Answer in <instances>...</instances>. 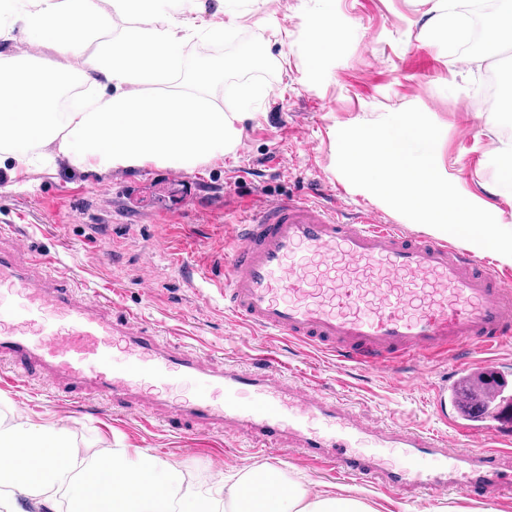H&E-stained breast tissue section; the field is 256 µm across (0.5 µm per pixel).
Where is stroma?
<instances>
[{"mask_svg":"<svg viewBox=\"0 0 512 512\" xmlns=\"http://www.w3.org/2000/svg\"><path fill=\"white\" fill-rule=\"evenodd\" d=\"M233 24L220 43L196 40L183 53L182 71L220 60L224 73L214 93L225 108L241 102L245 88L262 89L241 125L235 150L195 171L154 166L134 173L79 172L57 159L18 173L21 187L0 193V226L14 227L21 245L54 258L60 269L88 282L161 335L177 334L186 345L209 350L216 365L251 368L272 353L291 382H316L328 399L350 408L366 423H407L448 436L433 414L430 390L447 378L448 363L430 361L396 371L351 368L309 347L256 331L225 312L222 302L196 295L183 283L175 256L191 253L213 264L232 242L235 227L225 214L254 211L276 198L310 189L332 194L349 213L364 210L381 223L420 231L370 192L338 171L339 129L419 107L441 129L436 159L467 198H478L497 222L512 230V112L496 110L480 82L508 71L502 97L512 96V44L455 53L423 24L431 0H237ZM336 19L337 40L317 45L310 37L319 18ZM199 206L186 223L161 224L159 209L189 198ZM144 411L113 408L111 400L69 394L34 381L16 383L0 366V418L64 428L80 462L110 449L145 451L177 465L187 483L206 490L219 480L256 468L276 467L288 478L328 497L365 500L375 512H512V487L503 502L488 504L464 494L428 498L419 492L390 495L377 485L347 483L300 456L259 455L254 438L220 428L197 430L154 421Z\"/></svg>","mask_w":512,"mask_h":512,"instance_id":"1","label":"stroma"}]
</instances>
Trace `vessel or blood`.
<instances>
[{
    "instance_id": "1",
    "label": "vessel or blood",
    "mask_w": 512,
    "mask_h": 512,
    "mask_svg": "<svg viewBox=\"0 0 512 512\" xmlns=\"http://www.w3.org/2000/svg\"><path fill=\"white\" fill-rule=\"evenodd\" d=\"M11 237L0 230V362L16 378L141 401L170 422L241 430L260 443L285 438L346 478L398 493L455 490L493 501L512 484V429L497 411L512 401V385L496 368L468 376L465 357L512 340V285L466 246L291 195L239 223L218 267L178 261L188 287L217 290L243 324L351 367L449 360L450 380L432 388L433 411L453 433L484 443L461 452L408 427L370 430L315 389L276 378L271 356L249 370L215 367L205 350L160 340L111 299L84 301L75 279ZM187 378L208 394L175 397Z\"/></svg>"
}]
</instances>
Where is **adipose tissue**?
<instances>
[{"mask_svg": "<svg viewBox=\"0 0 512 512\" xmlns=\"http://www.w3.org/2000/svg\"><path fill=\"white\" fill-rule=\"evenodd\" d=\"M9 15L0 42L17 33L44 39L57 62L25 66L23 52L0 54V168L63 155L79 171H135L148 165L192 170L230 153L244 110L214 100L223 64L172 80L169 62L193 38H224V24L200 0H0ZM132 25L114 32L115 17ZM112 486V512H214L212 492L185 483L181 470L141 452L113 449L79 466L63 429L0 420V512L19 500L62 491L81 507L90 477ZM265 512H371L351 498H324L276 476Z\"/></svg>", "mask_w": 512, "mask_h": 512, "instance_id": "obj_1", "label": "adipose tissue"}]
</instances>
